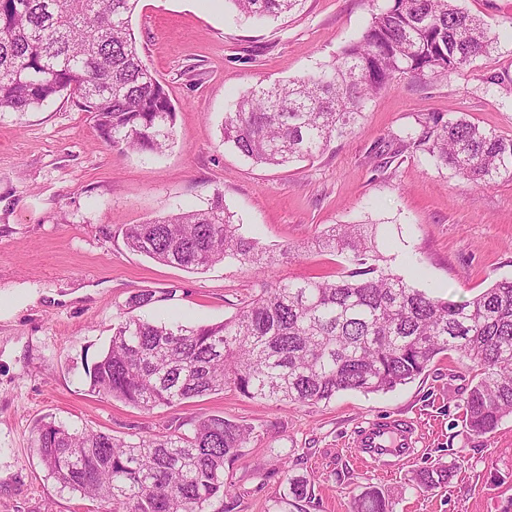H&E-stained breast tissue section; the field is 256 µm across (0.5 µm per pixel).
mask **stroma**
Instances as JSON below:
<instances>
[{
  "instance_id": "1",
  "label": "stroma",
  "mask_w": 512,
  "mask_h": 512,
  "mask_svg": "<svg viewBox=\"0 0 512 512\" xmlns=\"http://www.w3.org/2000/svg\"><path fill=\"white\" fill-rule=\"evenodd\" d=\"M382 4L302 0L288 17L254 22L228 0H140L137 47L176 108L160 153L110 146L65 93L29 112H0V512L95 508L48 476L32 442L38 424L130 438L213 414L258 436L207 512H297L284 501L291 476L311 483L306 512H351L369 487L388 492L392 512H512V416L493 433L468 431L462 407L473 371L452 352L396 390L345 391L315 405L260 403L228 389L144 412L89 390L86 369L132 295L174 290L139 309L146 319L224 321L283 279L341 272L344 257L316 245L331 224H377L392 271L443 298L466 301L512 278V182L463 181L403 144L430 112L512 136V94L485 81L512 78V0H460L494 37L490 55L460 74L395 80L367 102L356 135L313 160L258 165L221 137L237 97L333 61ZM217 190L244 235L292 248L295 258L260 275L229 262L192 273L126 248L122 225L206 207ZM390 416L415 426L413 457L392 468L361 461L349 437ZM439 448L454 475L447 488L421 491L410 477Z\"/></svg>"
}]
</instances>
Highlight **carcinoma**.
<instances>
[{"label":"carcinoma","instance_id":"cac0c4a2","mask_svg":"<svg viewBox=\"0 0 512 512\" xmlns=\"http://www.w3.org/2000/svg\"><path fill=\"white\" fill-rule=\"evenodd\" d=\"M227 2L241 17L264 20L300 0ZM138 3L0 0V112H28L66 91L111 146L162 151L173 137L175 107L139 55L131 26ZM493 43L484 22L457 0H384L332 64L241 96L222 137L261 165L312 159L332 139L353 134L367 101L394 79L460 73ZM419 125L406 133L407 145L436 166L478 185L512 181V136L463 116L433 113ZM121 232L130 250L188 272L228 261L262 274L290 255L244 236L219 190L204 209L124 224ZM321 245L345 256L336 278L281 281L219 323L151 321L132 311L173 291L131 296L89 370L91 390L147 412L226 388L250 400L318 404L344 391H392L452 351L477 370L463 407L468 430L488 434L512 415V279L456 302L393 273L373 224L330 225ZM187 424L126 439L45 423L34 431V447L61 489L102 503L104 512H205L224 493L225 466L255 429L221 415ZM443 458L414 471L413 484L447 486L452 468ZM289 490L296 508L311 502L308 480L290 479ZM352 512H390L389 496L369 487L353 498Z\"/></svg>","mask_w":512,"mask_h":512}]
</instances>
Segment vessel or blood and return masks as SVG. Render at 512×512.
Returning a JSON list of instances; mask_svg holds the SVG:
<instances>
[{"mask_svg":"<svg viewBox=\"0 0 512 512\" xmlns=\"http://www.w3.org/2000/svg\"><path fill=\"white\" fill-rule=\"evenodd\" d=\"M414 428L403 419L378 420L355 431L352 444L359 457L373 461L407 458L413 446Z\"/></svg>","mask_w":512,"mask_h":512,"instance_id":"b4317fda","label":"vessel or blood"}]
</instances>
